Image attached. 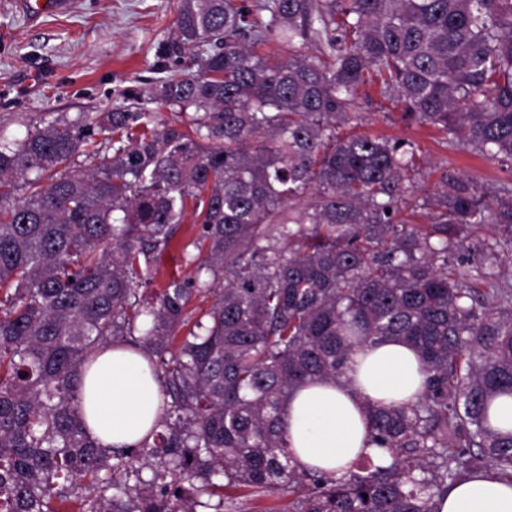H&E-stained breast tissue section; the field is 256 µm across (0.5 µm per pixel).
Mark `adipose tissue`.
I'll return each mask as SVG.
<instances>
[{"instance_id":"obj_1","label":"adipose tissue","mask_w":512,"mask_h":512,"mask_svg":"<svg viewBox=\"0 0 512 512\" xmlns=\"http://www.w3.org/2000/svg\"><path fill=\"white\" fill-rule=\"evenodd\" d=\"M345 373L292 394L287 442L300 469L339 476L364 456L389 466L388 452L370 441L365 407L411 403L424 388L417 352L396 340L353 355ZM82 399L87 430L106 450L136 444L163 412L162 387L146 355L116 344L102 348L86 370ZM440 512H512V485L490 472L467 479L449 490Z\"/></svg>"}]
</instances>
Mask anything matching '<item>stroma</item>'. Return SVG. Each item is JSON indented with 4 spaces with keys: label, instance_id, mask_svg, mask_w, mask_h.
<instances>
[{
    "label": "stroma",
    "instance_id": "stroma-1",
    "mask_svg": "<svg viewBox=\"0 0 512 512\" xmlns=\"http://www.w3.org/2000/svg\"><path fill=\"white\" fill-rule=\"evenodd\" d=\"M179 0H68L63 12L29 20L17 0H0V134L23 139L40 119H67L82 113L109 112L140 106L165 123L181 122L176 109L150 100L153 82L164 77L173 58L164 56L174 30ZM359 122L339 127L340 135L369 133L416 142L423 160L414 176L419 190L436 189L442 174L461 176L491 191L512 190V161L485 158L471 149H449L437 127L409 124L378 89L360 90ZM199 233L185 219L175 239L155 259L154 283L145 297L154 301L157 288L172 278L194 279L195 266L181 249ZM492 244L488 262L498 287L512 289L506 266L512 242L494 228L474 235L472 248Z\"/></svg>",
    "mask_w": 512,
    "mask_h": 512
}]
</instances>
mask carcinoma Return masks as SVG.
<instances>
[{"instance_id": "obj_1", "label": "carcinoma", "mask_w": 512, "mask_h": 512, "mask_svg": "<svg viewBox=\"0 0 512 512\" xmlns=\"http://www.w3.org/2000/svg\"><path fill=\"white\" fill-rule=\"evenodd\" d=\"M271 41L287 60L256 52ZM168 53L187 71L150 96L188 122L116 109L0 142V512H224V488L281 491L288 512H439L469 475L512 483V432L489 419L512 397V293L468 244L488 224L512 238V196L445 173L414 202L416 143L336 133L374 85L448 147L512 160V0H180ZM188 216L182 251L213 287L171 278L148 305ZM391 339L425 373L415 402L368 407L391 466L299 469L293 390ZM114 342L148 356L165 403L151 438L105 451L80 377Z\"/></svg>"}]
</instances>
